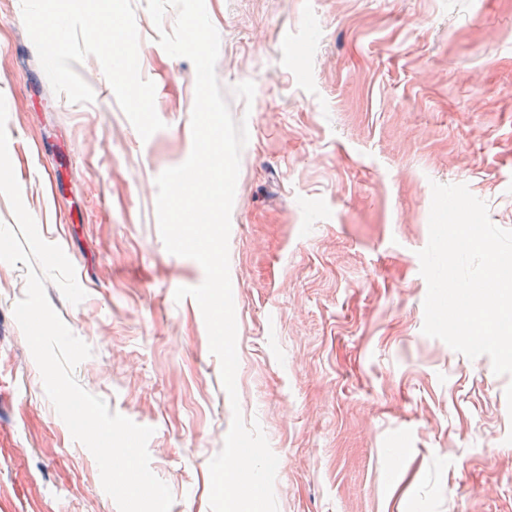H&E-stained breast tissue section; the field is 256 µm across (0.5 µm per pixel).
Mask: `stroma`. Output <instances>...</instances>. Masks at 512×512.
<instances>
[{
  "instance_id": "1",
  "label": "stroma",
  "mask_w": 512,
  "mask_h": 512,
  "mask_svg": "<svg viewBox=\"0 0 512 512\" xmlns=\"http://www.w3.org/2000/svg\"><path fill=\"white\" fill-rule=\"evenodd\" d=\"M134 0L139 69L165 127L142 139L99 61L89 104L56 94L0 0V95L22 200L86 293L46 295L92 349L74 375L152 427L171 512H210L232 409L198 303L160 236L157 176L192 148L195 69ZM216 74L249 141L231 213L236 387L279 459L278 512H512V375L423 334L432 183L512 230V0H205ZM255 84L251 105L232 88ZM0 262V512H118L47 398Z\"/></svg>"
}]
</instances>
